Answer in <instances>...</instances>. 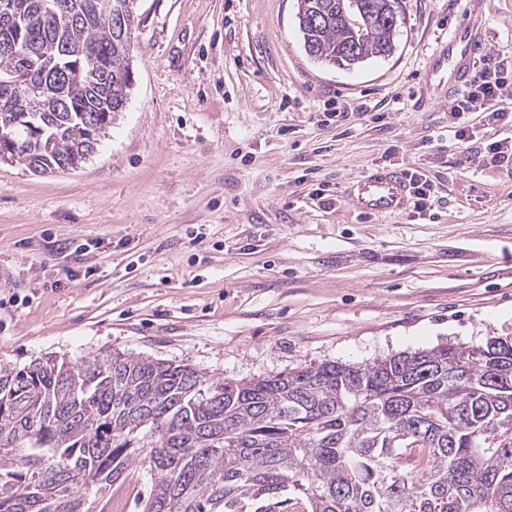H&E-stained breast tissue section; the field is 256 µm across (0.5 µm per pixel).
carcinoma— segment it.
I'll return each mask as SVG.
<instances>
[{"mask_svg":"<svg viewBox=\"0 0 512 512\" xmlns=\"http://www.w3.org/2000/svg\"><path fill=\"white\" fill-rule=\"evenodd\" d=\"M13 0L26 20L0 51L8 159L35 174L80 160L126 106L132 35L103 0ZM314 60L347 47L388 57L396 34L336 20L340 0H305ZM81 39L99 63L61 53ZM154 476L144 512H512V340L447 343L366 364L324 362L236 381L190 364L100 349L0 367V512H91L137 466Z\"/></svg>","mask_w":512,"mask_h":512,"instance_id":"carcinoma-1","label":"carcinoma"}]
</instances>
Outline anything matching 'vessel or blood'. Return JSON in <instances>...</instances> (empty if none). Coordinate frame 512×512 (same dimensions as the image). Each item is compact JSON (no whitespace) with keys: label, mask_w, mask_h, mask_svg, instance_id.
<instances>
[{"label":"vessel or blood","mask_w":512,"mask_h":512,"mask_svg":"<svg viewBox=\"0 0 512 512\" xmlns=\"http://www.w3.org/2000/svg\"><path fill=\"white\" fill-rule=\"evenodd\" d=\"M485 41L474 26L454 30L447 44L433 56L427 68L429 78L446 82L449 92H457L469 80ZM350 206L364 214L391 216L409 203L408 188L401 173L379 169L353 182L347 192Z\"/></svg>","instance_id":"obj_1"}]
</instances>
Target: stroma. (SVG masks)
I'll list each match as a JSON object with an SVG mask.
<instances>
[{
	"label": "stroma",
	"instance_id": "35a3bbf8",
	"mask_svg": "<svg viewBox=\"0 0 512 512\" xmlns=\"http://www.w3.org/2000/svg\"><path fill=\"white\" fill-rule=\"evenodd\" d=\"M398 12L393 53L347 69L305 53L296 0H139L97 152L0 161V365L105 348L249 380L512 337V177L479 156L481 114L456 141L426 83L468 18L512 63V0ZM410 166L430 211L351 208V182Z\"/></svg>",
	"mask_w": 512,
	"mask_h": 512
}]
</instances>
